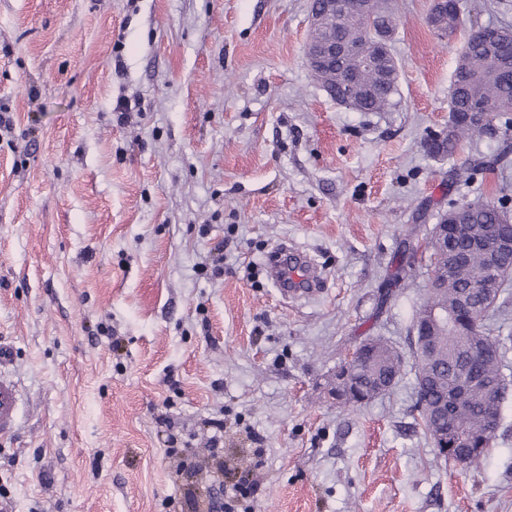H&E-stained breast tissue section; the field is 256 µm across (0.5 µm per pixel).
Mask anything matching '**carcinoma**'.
<instances>
[{
	"mask_svg": "<svg viewBox=\"0 0 512 512\" xmlns=\"http://www.w3.org/2000/svg\"><path fill=\"white\" fill-rule=\"evenodd\" d=\"M448 9L431 12L427 19L433 30L451 32L460 23L459 0H450ZM502 36L495 42L487 41L479 30L467 38L459 54L451 85L448 135L431 140L432 153L453 152L458 142L474 132L502 133L503 148L497 155L480 158L475 163L455 173V178L470 180L474 172L494 169L509 161L512 154V28L501 27ZM338 43L352 44L357 53L336 59V65L328 68L326 80L336 84V101L349 102L358 112H383L392 104L397 90L398 65L391 56L384 59L381 68L363 70L361 85L351 86L349 74L358 68L359 58L373 53L375 41L361 19L350 16L346 23L322 33ZM471 225L470 237H453V247L468 256L465 264L448 276V288L431 290L420 304L416 319L433 307L445 305L454 308L468 288L478 287L488 267L486 255L473 248L472 240L493 231L502 237H512V221L500 208L491 204H472L468 212ZM512 269L502 272L499 285L502 302L485 312L483 321L476 326L458 324L440 327L426 337V353L414 355L416 379L413 411L421 425L432 418L434 430L448 448V458L465 467H476L486 453L475 454L474 448L488 449L492 440L485 435L481 421L489 403L490 390L502 379L503 357L506 339L492 336L485 328V321L492 313L509 303L512 294L504 288ZM404 373L402 354L392 345L376 340L373 355L357 360L351 366L349 380L355 393L338 405L353 408L370 403L383 393L377 380L388 377L398 384Z\"/></svg>",
	"mask_w": 512,
	"mask_h": 512,
	"instance_id": "1",
	"label": "carcinoma"
}]
</instances>
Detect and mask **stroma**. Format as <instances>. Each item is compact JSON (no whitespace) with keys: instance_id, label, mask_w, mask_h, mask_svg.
Returning a JSON list of instances; mask_svg holds the SVG:
<instances>
[{"instance_id":"stroma-1","label":"stroma","mask_w":512,"mask_h":512,"mask_svg":"<svg viewBox=\"0 0 512 512\" xmlns=\"http://www.w3.org/2000/svg\"><path fill=\"white\" fill-rule=\"evenodd\" d=\"M310 3L0 0L13 512H206L209 476L170 450L204 456L218 415L225 484L251 466L261 483L234 512H512V392L477 469L438 457L410 413L413 373L353 410L329 393L365 338L412 363L449 202L512 214V166L452 179L501 136L428 152L468 34L512 27V0H459L443 37L434 0H388L399 73L382 112L336 103L311 74ZM282 243L323 270L321 294L281 296L264 259ZM219 246L215 276L201 265ZM452 2V5H448L447 10H442L438 12H434L431 10L427 22L429 26L437 32V30H441L444 32H452L455 30L460 23V7L458 0H447ZM444 0H436L435 4H439L441 8L446 6V2Z\"/></svg>"}]
</instances>
